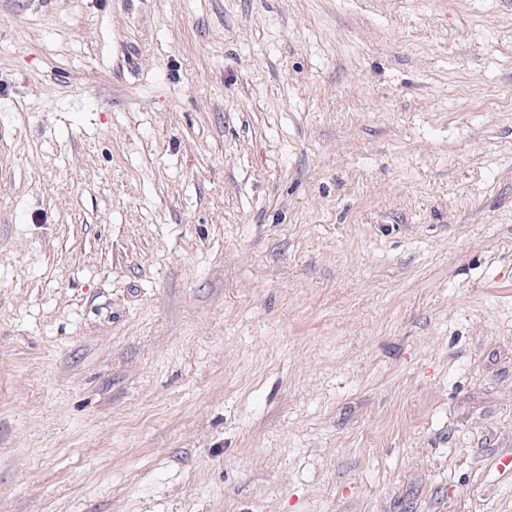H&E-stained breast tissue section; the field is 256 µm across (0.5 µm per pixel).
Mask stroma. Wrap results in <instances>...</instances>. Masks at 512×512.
I'll use <instances>...</instances> for the list:
<instances>
[{
  "mask_svg": "<svg viewBox=\"0 0 512 512\" xmlns=\"http://www.w3.org/2000/svg\"><path fill=\"white\" fill-rule=\"evenodd\" d=\"M512 0H0V512H512Z\"/></svg>",
  "mask_w": 512,
  "mask_h": 512,
  "instance_id": "obj_1",
  "label": "stroma"
}]
</instances>
